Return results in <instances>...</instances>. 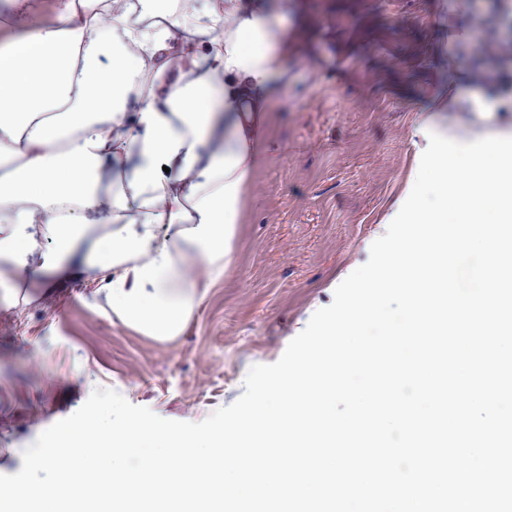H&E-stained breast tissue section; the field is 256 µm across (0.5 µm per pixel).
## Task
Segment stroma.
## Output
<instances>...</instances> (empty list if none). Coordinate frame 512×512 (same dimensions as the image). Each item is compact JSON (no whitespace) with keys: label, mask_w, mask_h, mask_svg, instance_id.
Wrapping results in <instances>:
<instances>
[{"label":"stroma","mask_w":512,"mask_h":512,"mask_svg":"<svg viewBox=\"0 0 512 512\" xmlns=\"http://www.w3.org/2000/svg\"><path fill=\"white\" fill-rule=\"evenodd\" d=\"M282 37L287 81L264 125L269 151L254 176L231 261L202 288L179 336L159 340L113 313L101 275L49 288L27 305L0 302V474L92 387L158 416L199 422L245 391L256 364L279 360L336 287L369 258L419 165L416 120L441 94L448 137L512 128V56L485 60L482 24L512 41V0H264ZM57 0H0V40L26 20L56 22ZM481 72L483 81L472 79ZM494 99L504 108L484 120Z\"/></svg>","instance_id":"obj_1"}]
</instances>
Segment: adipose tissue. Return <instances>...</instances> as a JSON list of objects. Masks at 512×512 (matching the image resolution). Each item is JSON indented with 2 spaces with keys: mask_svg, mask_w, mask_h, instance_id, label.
Listing matches in <instances>:
<instances>
[{
  "mask_svg": "<svg viewBox=\"0 0 512 512\" xmlns=\"http://www.w3.org/2000/svg\"><path fill=\"white\" fill-rule=\"evenodd\" d=\"M280 41L256 0H61L56 27L0 47V296L79 265L125 325L178 336L229 265ZM413 136L420 179L448 155L439 109ZM107 159L135 166L103 186Z\"/></svg>",
  "mask_w": 512,
  "mask_h": 512,
  "instance_id": "ef3b65f1",
  "label": "adipose tissue"
}]
</instances>
